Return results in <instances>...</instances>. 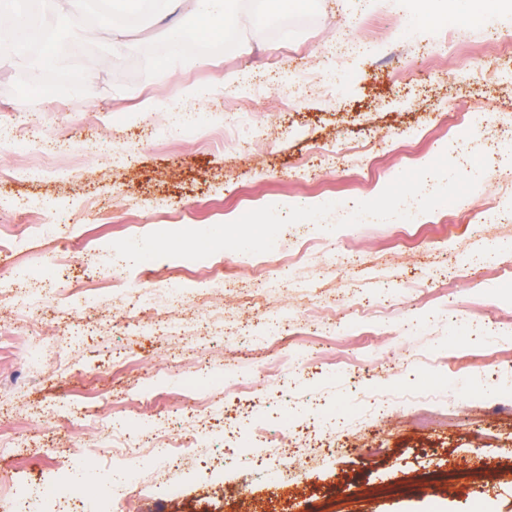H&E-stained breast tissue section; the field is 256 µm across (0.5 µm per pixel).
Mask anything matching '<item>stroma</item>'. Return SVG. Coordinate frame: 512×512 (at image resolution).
Segmentation results:
<instances>
[{"instance_id":"35a3bbf8","label":"stroma","mask_w":512,"mask_h":512,"mask_svg":"<svg viewBox=\"0 0 512 512\" xmlns=\"http://www.w3.org/2000/svg\"><path fill=\"white\" fill-rule=\"evenodd\" d=\"M287 19L258 23L253 0H233L238 41L207 52L213 23L186 16L187 44L167 49L168 32L156 15L124 27L120 50L112 29L70 33L86 62L69 67L52 86L19 81L30 56L0 59V126L14 143L0 151V234L23 233L24 251L0 249V291L22 273L40 270L48 253L60 259L51 302L36 318L0 302V434L27 442L8 473L20 484L50 479L57 464L111 477L108 455L88 450L102 420L161 421L205 397L172 378L220 367L226 347L252 333L257 346L242 354L248 371L294 421L311 431L327 412L356 407L366 423L356 434L331 430L327 462L288 458L287 477L306 484L264 512H512V406L502 404L497 379L512 373V154L495 156L469 196L467 212L446 205L411 220L374 222L334 232L301 222L284 227L265 258L262 291H253L251 259L223 250L225 279L234 294H210L193 260L161 257L149 265L113 268L112 244L157 230L201 229L233 221L266 205L336 203L331 221L356 202L376 197L408 169L424 167L435 148L467 173L473 154L490 151L480 130L462 131L465 112H485L497 130L512 129V14L488 12L455 33L420 28L400 42L406 20L429 0H289ZM359 45L336 57L337 42ZM237 112L269 128L260 150L224 145V115ZM40 123L41 142L29 138L24 114ZM196 120L166 134L174 114ZM66 150L43 165L44 143ZM342 147L340 159L323 146ZM374 148L375 160L364 151ZM42 167L39 179L20 178ZM29 201L33 211L18 210ZM39 224H57L54 242ZM95 262H88V254ZM483 268L480 287L459 269ZM114 272L150 287L180 279L184 305L152 311L122 307L100 289L86 307L79 287ZM193 320L192 332L142 334L138 322ZM280 321L281 350L266 336ZM47 341L68 329L70 371L31 377L20 346L29 325ZM307 354L309 366L282 371L283 356ZM346 357L349 370L333 361ZM98 399L81 424L50 415L33 425L13 403L57 409L88 391ZM426 393L447 404V425L419 429L411 409L396 405L377 416L373 397ZM483 405L473 420L467 403ZM261 484L234 482L222 496L189 479L184 496L155 493L149 500L111 503L109 512H244L262 499Z\"/></svg>"}]
</instances>
